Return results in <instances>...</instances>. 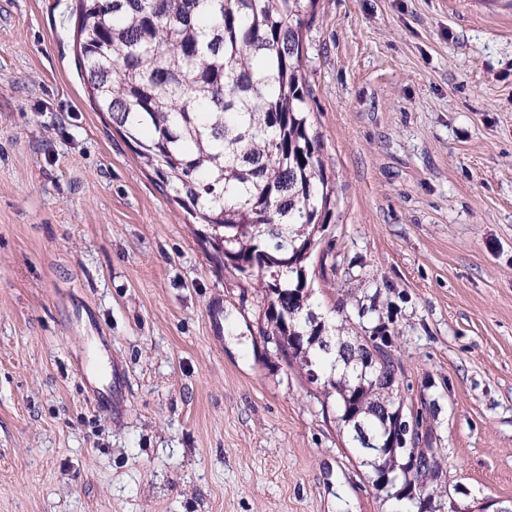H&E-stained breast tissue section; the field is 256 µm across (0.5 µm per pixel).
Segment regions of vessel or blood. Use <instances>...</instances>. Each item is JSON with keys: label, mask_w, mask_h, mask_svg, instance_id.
<instances>
[{"label": "vessel or blood", "mask_w": 512, "mask_h": 512, "mask_svg": "<svg viewBox=\"0 0 512 512\" xmlns=\"http://www.w3.org/2000/svg\"><path fill=\"white\" fill-rule=\"evenodd\" d=\"M110 346L106 337H97L87 356L77 365V372L87 383L95 408L103 415L117 419L126 408L127 379L124 371L109 358Z\"/></svg>", "instance_id": "vessel-or-blood-1"}]
</instances>
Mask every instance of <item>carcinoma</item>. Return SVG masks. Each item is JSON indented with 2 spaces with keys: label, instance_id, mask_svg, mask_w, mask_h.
<instances>
[{
  "label": "carcinoma",
  "instance_id": "1",
  "mask_svg": "<svg viewBox=\"0 0 512 512\" xmlns=\"http://www.w3.org/2000/svg\"><path fill=\"white\" fill-rule=\"evenodd\" d=\"M316 0H76V64L98 111L129 140L164 193L210 228L215 259L260 289L267 331L287 361L325 370L336 420L362 447L368 435L388 445L382 393L348 364L353 353L295 346L317 336L303 313L304 252L325 230L333 187L319 138L310 132L311 89L304 30ZM369 337L386 374H400L384 327ZM432 445L420 417L397 444ZM440 466L409 459L398 498L432 508L425 494Z\"/></svg>",
  "mask_w": 512,
  "mask_h": 512
}]
</instances>
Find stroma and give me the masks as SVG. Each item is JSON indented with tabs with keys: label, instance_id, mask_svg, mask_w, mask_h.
I'll return each mask as SVG.
<instances>
[{
	"label": "stroma",
	"instance_id": "35a3bbf8",
	"mask_svg": "<svg viewBox=\"0 0 512 512\" xmlns=\"http://www.w3.org/2000/svg\"><path fill=\"white\" fill-rule=\"evenodd\" d=\"M72 5L0 0V512H397L260 293L90 103ZM304 36L336 187L306 306L358 336L382 316L439 512L510 503L512 0H317ZM94 330L119 420L71 370Z\"/></svg>",
	"mask_w": 512,
	"mask_h": 512
}]
</instances>
